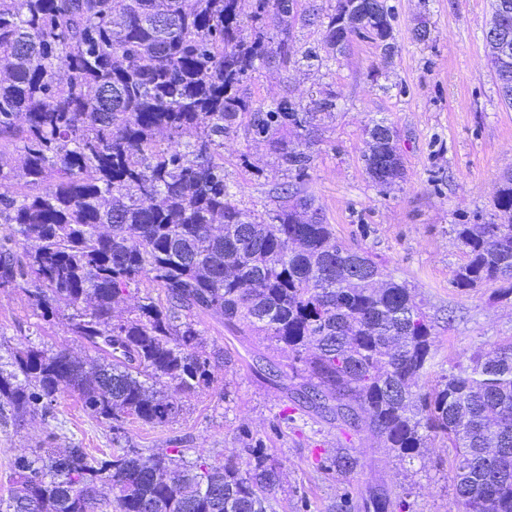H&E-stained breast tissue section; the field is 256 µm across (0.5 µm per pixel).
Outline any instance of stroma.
Here are the masks:
<instances>
[{
	"mask_svg": "<svg viewBox=\"0 0 512 512\" xmlns=\"http://www.w3.org/2000/svg\"><path fill=\"white\" fill-rule=\"evenodd\" d=\"M395 9V52L385 56L369 39H352L328 67L282 68L270 63L243 85L256 105L286 101L309 108L322 91L336 109L316 122L307 176L286 174L264 143L252 140L247 119L224 138V179L240 208L266 215L285 196L313 198L324 223L347 248L371 255L385 273L407 283L432 325L442 369L479 351L512 342V299L496 285L457 288L466 261L453 231L486 224L493 196L512 174V107L502 101L484 33L491 0H389ZM336 0H300L291 35L296 49L320 44L322 21ZM427 25L426 41L415 38ZM393 127L404 178L384 191L365 170L368 130ZM71 308L49 314L22 288H0V360L29 349L63 350L91 360L87 341L69 329ZM208 348L219 351L210 388L173 391L180 411L164 425L129 417L120 433L88 416L77 395H59L48 414L0 419V502L10 497L15 456L39 448H83L102 458L124 448L184 449L213 465L246 460L245 445L263 448L281 466L276 512H359L362 497L385 486L405 512H449L446 439L427 441L413 462L399 461L377 435L343 432L336 422L299 409L298 381L287 376L292 355L269 353L255 336L227 329L220 318L195 317ZM359 461L348 475L333 459Z\"/></svg>",
	"mask_w": 512,
	"mask_h": 512,
	"instance_id": "1",
	"label": "stroma"
}]
</instances>
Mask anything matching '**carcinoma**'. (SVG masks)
Segmentation results:
<instances>
[{
	"instance_id": "cac0c4a2",
	"label": "carcinoma",
	"mask_w": 512,
	"mask_h": 512,
	"mask_svg": "<svg viewBox=\"0 0 512 512\" xmlns=\"http://www.w3.org/2000/svg\"><path fill=\"white\" fill-rule=\"evenodd\" d=\"M375 2L353 19L352 0H336L325 45L371 39L391 54L393 6ZM270 7L282 23L273 36L262 26ZM297 15L298 0H0V134L22 142L23 177L39 187L10 190L14 167L0 151V224L11 225L0 238V288L32 282L42 308L68 302L71 331L102 356L91 378L62 350L14 355L11 370L0 367V411L45 413L68 391L116 432L129 416L166 424L179 407L155 385L191 393L213 383L218 354L190 320L211 314L288 348L291 373L309 374L302 407L369 429L400 460L432 435L447 438L455 512H512V343L424 389L432 324L406 283L306 218L310 199L264 218L240 209L224 182V135L244 112L286 171L308 174L310 155L290 148L288 133L303 135L336 96L309 111L255 106L240 92L257 65L291 62ZM188 130L194 140L181 141ZM369 137L366 170L391 187L403 175L393 131L376 123ZM494 207L507 223L454 225L467 255L456 285L496 284L512 298L511 176ZM141 276L167 306L149 300L113 320L112 304ZM245 451L244 468L189 461L181 448L146 458L134 448L102 459L82 448L25 452L12 463L7 512H95L103 485L115 491V512H275L280 470L262 449ZM395 506L388 489L364 502L365 512Z\"/></svg>"
}]
</instances>
